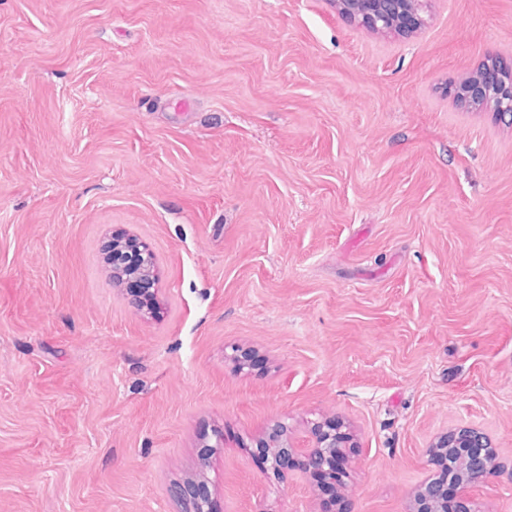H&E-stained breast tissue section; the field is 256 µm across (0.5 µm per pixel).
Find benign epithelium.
Masks as SVG:
<instances>
[{
  "instance_id": "1",
  "label": "benign epithelium",
  "mask_w": 512,
  "mask_h": 512,
  "mask_svg": "<svg viewBox=\"0 0 512 512\" xmlns=\"http://www.w3.org/2000/svg\"><path fill=\"white\" fill-rule=\"evenodd\" d=\"M424 0H336L338 13L373 31H409L421 23ZM455 98L467 106H488L499 122L512 126V64L499 59L469 77L453 89ZM137 254L129 259V249L121 240H112V282L120 285L121 276L136 280L139 293L128 294L129 303L137 310L151 307L157 279L154 255L144 245L136 246ZM259 458L263 466L277 475L299 472L320 480L332 491L333 498L343 500L348 490L341 479L349 437L332 419L317 421L308 435L298 434L294 425L278 420L258 438ZM461 448H483L482 454L471 453L469 459L483 466L478 476L448 472L455 485L457 512H475L472 491L495 472V453L486 434L478 427L463 424L442 437L431 449L432 456L448 460ZM174 496L182 504V512H215L204 481L190 479L174 487ZM448 483L439 479L423 481L413 492L410 512H447Z\"/></svg>"
}]
</instances>
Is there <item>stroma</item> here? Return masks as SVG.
I'll use <instances>...</instances> for the list:
<instances>
[{"label": "stroma", "mask_w": 512, "mask_h": 512, "mask_svg": "<svg viewBox=\"0 0 512 512\" xmlns=\"http://www.w3.org/2000/svg\"><path fill=\"white\" fill-rule=\"evenodd\" d=\"M422 16L0 0V512H178L191 475L216 512H336L256 448L324 416L347 512H408L463 423L496 452L478 512H512V127L447 94L512 58V0ZM136 243L133 239H124ZM124 240L121 241L112 238V282L115 286H120L121 273H125L127 280H136L141 285L139 293L126 292L129 303L137 310L149 309L153 302L154 286L157 279L155 261L153 253L145 245L136 243L137 254L127 260L129 249Z\"/></svg>", "instance_id": "obj_1"}]
</instances>
